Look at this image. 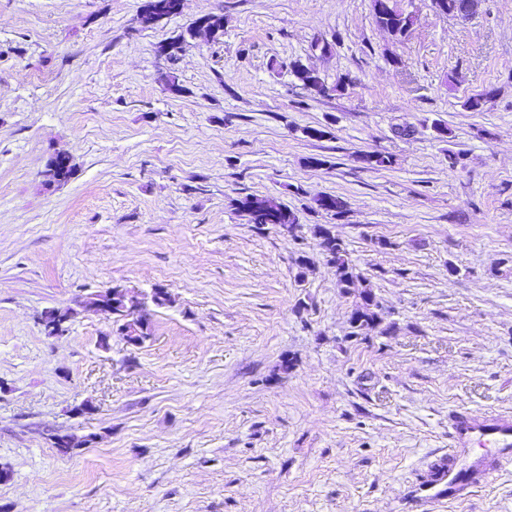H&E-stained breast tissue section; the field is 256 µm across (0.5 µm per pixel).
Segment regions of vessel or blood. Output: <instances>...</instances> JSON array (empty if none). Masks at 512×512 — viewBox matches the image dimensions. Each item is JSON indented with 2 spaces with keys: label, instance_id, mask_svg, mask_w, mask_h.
Returning a JSON list of instances; mask_svg holds the SVG:
<instances>
[{
  "label": "vessel or blood",
  "instance_id": "b4317fda",
  "mask_svg": "<svg viewBox=\"0 0 512 512\" xmlns=\"http://www.w3.org/2000/svg\"><path fill=\"white\" fill-rule=\"evenodd\" d=\"M448 445L452 448L487 449L481 468L482 482H491L503 463L512 461V416L459 409L448 415ZM464 476L455 462L442 463L434 480L435 498L462 492Z\"/></svg>",
  "mask_w": 512,
  "mask_h": 512
}]
</instances>
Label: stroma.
<instances>
[{
	"mask_svg": "<svg viewBox=\"0 0 512 512\" xmlns=\"http://www.w3.org/2000/svg\"><path fill=\"white\" fill-rule=\"evenodd\" d=\"M144 2L0 0V512H417L449 412L512 413V0H397L399 39L373 0H183L142 28ZM208 14L222 36L159 53ZM251 195L294 234L248 223ZM115 286L171 297L143 345L81 309ZM367 288L390 334L352 337ZM55 429L96 440L63 456ZM427 512H512V465ZM383 12L379 16L374 9L375 22L383 29L389 31L394 36L405 27H411L415 23V18L409 13H405L397 8H387L383 3ZM235 201L236 209L247 217L250 224H287L291 228L290 232L293 231L294 224H297L294 212L276 197L245 196ZM314 233L319 236L320 245L329 258L328 261L334 269L340 288L346 291L353 288L358 280V274L355 273V268L348 259L345 244L323 226L318 225Z\"/></svg>",
	"mask_w": 512,
	"mask_h": 512,
	"instance_id": "35a3bbf8",
	"label": "stroma"
}]
</instances>
